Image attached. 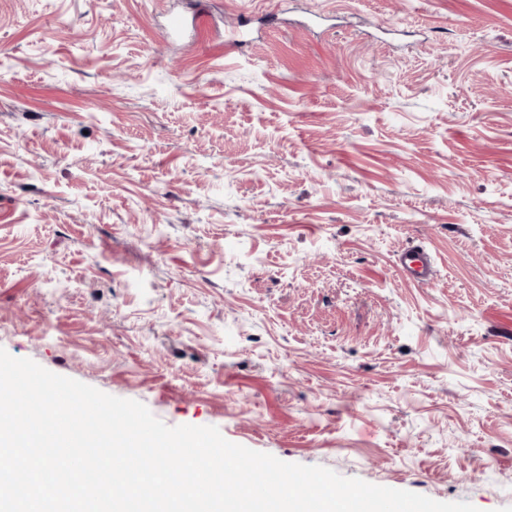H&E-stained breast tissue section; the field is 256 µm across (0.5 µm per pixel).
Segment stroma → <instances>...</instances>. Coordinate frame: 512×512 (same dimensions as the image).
<instances>
[{"instance_id":"obj_1","label":"stroma","mask_w":512,"mask_h":512,"mask_svg":"<svg viewBox=\"0 0 512 512\" xmlns=\"http://www.w3.org/2000/svg\"><path fill=\"white\" fill-rule=\"evenodd\" d=\"M196 2L0 0V348L512 512V0ZM398 266L407 276L423 283L431 279V257L421 246L409 247L402 251Z\"/></svg>"}]
</instances>
